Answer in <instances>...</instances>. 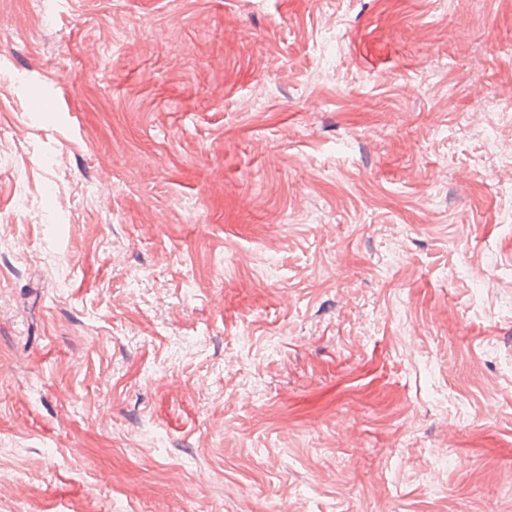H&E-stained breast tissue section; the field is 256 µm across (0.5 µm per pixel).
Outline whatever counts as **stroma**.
<instances>
[{"label": "stroma", "instance_id": "stroma-1", "mask_svg": "<svg viewBox=\"0 0 512 512\" xmlns=\"http://www.w3.org/2000/svg\"><path fill=\"white\" fill-rule=\"evenodd\" d=\"M45 6L0 0V512H512V0Z\"/></svg>", "mask_w": 512, "mask_h": 512}]
</instances>
